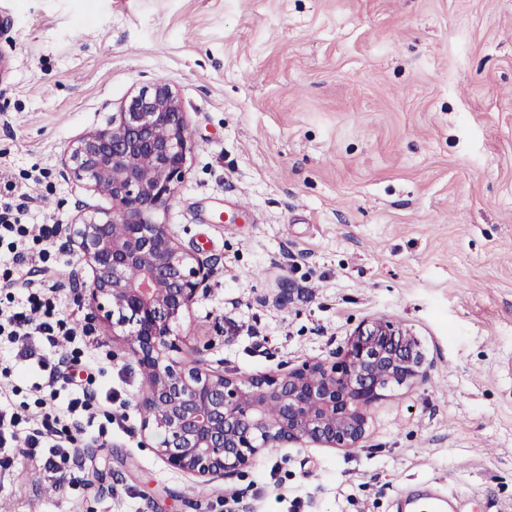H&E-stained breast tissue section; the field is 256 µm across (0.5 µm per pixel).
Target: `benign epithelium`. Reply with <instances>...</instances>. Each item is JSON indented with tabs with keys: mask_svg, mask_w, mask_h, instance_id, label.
Returning a JSON list of instances; mask_svg holds the SVG:
<instances>
[{
	"mask_svg": "<svg viewBox=\"0 0 512 512\" xmlns=\"http://www.w3.org/2000/svg\"><path fill=\"white\" fill-rule=\"evenodd\" d=\"M191 149L178 93L156 80L103 127L76 139L63 165L112 208L82 210L69 241L92 271L89 300L128 330L148 386L143 430L171 469L203 478L252 465L264 448H357L368 413L386 393L427 378L425 355L407 330L385 319L360 323L332 363L305 362L278 374L205 372L175 360L174 325L204 290L210 270L157 220L184 178ZM277 414H269L270 407Z\"/></svg>",
	"mask_w": 512,
	"mask_h": 512,
	"instance_id": "benign-epithelium-1",
	"label": "benign epithelium"
}]
</instances>
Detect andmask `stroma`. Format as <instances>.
Wrapping results in <instances>:
<instances>
[{"label":"stroma","instance_id":"1","mask_svg":"<svg viewBox=\"0 0 512 512\" xmlns=\"http://www.w3.org/2000/svg\"><path fill=\"white\" fill-rule=\"evenodd\" d=\"M0 57V172L34 225L110 208L65 149L154 80L179 92L193 148L162 220L215 265L176 360L279 373L384 318L429 366L357 448L175 471L136 358L81 298L91 269L55 243L44 285L89 324L125 423L96 416L54 471L0 451V512H400L419 483L512 512V0H0Z\"/></svg>","mask_w":512,"mask_h":512}]
</instances>
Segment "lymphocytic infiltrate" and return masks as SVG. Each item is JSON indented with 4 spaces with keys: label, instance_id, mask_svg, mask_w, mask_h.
I'll list each match as a JSON object with an SVG mask.
<instances>
[{
    "label": "lymphocytic infiltrate",
    "instance_id": "obj_1",
    "mask_svg": "<svg viewBox=\"0 0 512 512\" xmlns=\"http://www.w3.org/2000/svg\"><path fill=\"white\" fill-rule=\"evenodd\" d=\"M27 207L16 185L0 195V253L10 258L21 282L18 292L0 301V342L12 350L11 359L0 358V396L16 392L22 376L50 395L37 398V419L0 405V447L23 440L25 456L42 458L54 469L68 458L70 444L86 435L92 406L111 407L112 389L96 382L100 362L88 351L87 329L61 317L55 296L26 276L23 264L33 252L46 272L54 271L52 245L61 233L56 224L35 231L23 224Z\"/></svg>",
    "mask_w": 512,
    "mask_h": 512
}]
</instances>
